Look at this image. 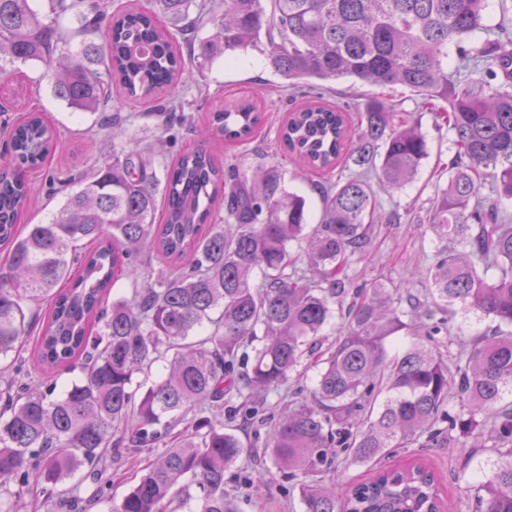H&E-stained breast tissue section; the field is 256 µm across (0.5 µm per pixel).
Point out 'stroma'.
<instances>
[{"mask_svg":"<svg viewBox=\"0 0 512 512\" xmlns=\"http://www.w3.org/2000/svg\"><path fill=\"white\" fill-rule=\"evenodd\" d=\"M176 92L185 102L187 112L199 120L222 106L225 100L259 98L263 117L255 137L229 150L218 142L212 144L211 151L217 160L238 165L243 170L259 164L279 168L285 176L287 189L303 194L310 204L312 218H319L322 208L320 186L329 182V175L323 172L298 174L297 161L278 140L279 129L288 113L309 95L308 86L289 88L286 81L272 72L263 55L249 51L216 59L204 72H191L182 79ZM373 97L387 98L395 111L408 113L420 123L428 139L429 157L410 184L382 196V210L388 221L375 226L365 253L350 258L349 274L357 284L378 281L389 289L406 284L421 292L427 283L417 278L416 273L430 265L440 247L427 224V211L440 184L434 172L435 165L438 159L449 156L450 134L448 130L436 129L433 116L421 98L400 86L380 88L339 80L329 83L324 93L325 101L340 106L349 102L361 105ZM19 108L23 111L38 109L56 127L60 137V145L51 161L30 175L38 193L22 221L42 224L60 201L59 196L51 192V178L104 161L112 152L125 149L126 140L114 142L101 136L92 137L90 130L95 124V116L72 111L45 86L40 87L33 98H20ZM111 109L124 118L126 139L156 140L164 124L161 113L125 100L117 87L112 90ZM489 324V319L479 313L455 310L450 334L434 337L432 347L445 356L456 354L461 343L469 341ZM157 454V449L144 448L114 461L110 470L111 488L101 500L88 506L86 512H110L113 503L120 501ZM496 460L489 448L475 447L473 438L455 432L446 447L425 448L416 443L398 449L390 462L395 466L412 461L424 463L436 475L449 512H470L477 481L490 476L491 465ZM260 468L264 473L263 480L250 484L244 483L241 468L233 467L224 473L225 487L234 493L240 512H302L297 495L285 494V480L271 459H264Z\"/></svg>","mask_w":512,"mask_h":512,"instance_id":"stroma-1","label":"stroma"}]
</instances>
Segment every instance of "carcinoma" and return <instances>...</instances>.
Segmentation results:
<instances>
[{
  "instance_id": "cac0c4a2",
  "label": "carcinoma",
  "mask_w": 512,
  "mask_h": 512,
  "mask_svg": "<svg viewBox=\"0 0 512 512\" xmlns=\"http://www.w3.org/2000/svg\"><path fill=\"white\" fill-rule=\"evenodd\" d=\"M157 9H112L110 0H0V78L43 68L41 79L69 108L102 112L112 81L124 96L174 122L192 121L160 97L190 61L261 48L283 78L349 79L417 93L453 133L428 224L443 247L421 272L429 299L380 283L353 286L350 257L365 251L380 201L427 157L418 123L382 99L357 126L319 101L288 116L279 139L311 171L346 157L349 175L323 188V214L309 224L303 196L274 167L248 174L204 148L158 170L156 150L135 145L57 179L63 196L44 224H18L36 188L27 172L55 154L56 128L31 109L0 106V491L18 502L40 489L44 505L69 494L86 469L98 484L105 455L164 447L112 512H237L224 471L271 453L303 512H441L434 475L420 467L379 470L345 497L326 477L342 455L378 460L427 435L493 441L499 461L478 481L472 512H512V33L486 23V0H155ZM163 15L166 24L159 22ZM72 19L69 29L62 21ZM208 23L214 34L196 41ZM190 41L184 57L176 38ZM455 53L466 78L448 75ZM495 58L504 84L478 68ZM261 121L255 99H231L199 130L204 141L249 140ZM225 205L224 223H215ZM161 221H156L157 210ZM132 281L112 294L120 274ZM458 305L495 322L446 361L429 347L449 333ZM341 326L325 344L334 316ZM45 377L22 384L25 338ZM412 330L424 341L388 355ZM324 348L309 388H289L288 410L262 449L245 445L265 395L299 382L304 356ZM168 373L147 383L153 365ZM80 378L58 388L61 371ZM381 404H376L378 396ZM239 409L224 410L232 398ZM458 400L462 410L448 408Z\"/></svg>"
}]
</instances>
